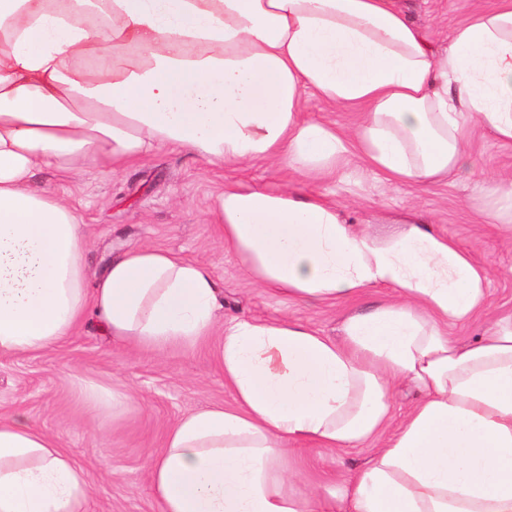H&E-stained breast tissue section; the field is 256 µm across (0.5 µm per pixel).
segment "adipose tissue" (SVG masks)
Returning a JSON list of instances; mask_svg holds the SVG:
<instances>
[{"instance_id": "adipose-tissue-1", "label": "adipose tissue", "mask_w": 512, "mask_h": 512, "mask_svg": "<svg viewBox=\"0 0 512 512\" xmlns=\"http://www.w3.org/2000/svg\"><path fill=\"white\" fill-rule=\"evenodd\" d=\"M360 110L350 134L305 119V93ZM512 142V0L432 43L407 0H0V354L94 316L156 351L219 337L234 402L176 420L148 473L158 512H512V311L487 267L417 208L377 237L305 181L347 155L396 183L467 164L474 128ZM164 148L267 161L292 184L229 182L209 223L262 288L317 306L379 287L339 338L224 318L205 262L149 244L89 277L76 207L35 182L107 173ZM490 316L474 341L449 327ZM417 398L389 433L395 384ZM359 448L343 488L299 494L295 450ZM83 470L23 414L0 419V512H87Z\"/></svg>"}]
</instances>
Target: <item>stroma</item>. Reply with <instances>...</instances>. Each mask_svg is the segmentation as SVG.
I'll list each match as a JSON object with an SVG mask.
<instances>
[{
  "instance_id": "stroma-1",
  "label": "stroma",
  "mask_w": 512,
  "mask_h": 512,
  "mask_svg": "<svg viewBox=\"0 0 512 512\" xmlns=\"http://www.w3.org/2000/svg\"><path fill=\"white\" fill-rule=\"evenodd\" d=\"M495 3L413 0L412 15L438 42L476 9ZM467 153L464 173L422 188L362 172L353 156L343 160L335 177L306 188L336 199L351 224L380 211L417 207L440 234L488 267L492 306L512 310V229L483 223V212L498 202L474 188L483 172L512 182V143L478 128ZM36 180L79 208L90 241L85 257L90 276L100 275L123 248L152 244L208 263L224 291L225 317L300 320L338 337L343 306L311 307L257 287L206 219L225 183L279 188L293 180L285 168L266 161L219 168L188 152L165 149L110 175L91 165L69 180L48 172ZM218 341L214 335L194 350L174 346L160 353L114 339L88 320L52 348L0 355V417L24 413L33 427L57 439L85 472L88 512H158L148 478L150 452L162 447L179 417L233 402L216 361ZM92 387L123 394L125 400L117 408L100 405L88 394ZM361 457L357 448L313 450L295 463L299 490L342 478Z\"/></svg>"
}]
</instances>
